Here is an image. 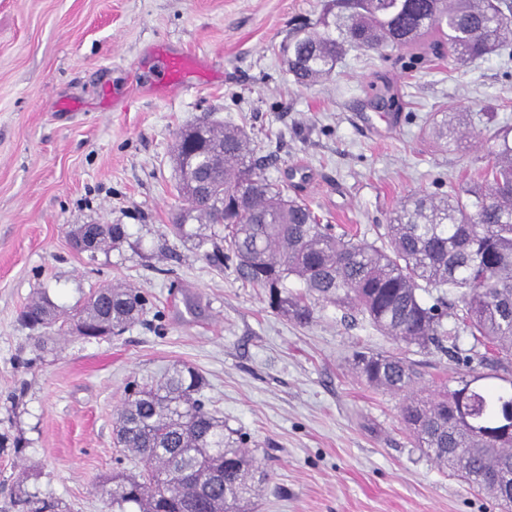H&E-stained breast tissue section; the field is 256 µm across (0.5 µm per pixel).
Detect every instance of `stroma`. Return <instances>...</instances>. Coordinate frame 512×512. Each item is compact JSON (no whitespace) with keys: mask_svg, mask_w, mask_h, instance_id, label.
Segmentation results:
<instances>
[{"mask_svg":"<svg viewBox=\"0 0 512 512\" xmlns=\"http://www.w3.org/2000/svg\"><path fill=\"white\" fill-rule=\"evenodd\" d=\"M326 0H0V512L25 489L67 512H105L116 467L114 423L127 383L176 362L198 368L227 437H245L267 478L249 512H500L413 448L401 396L369 386L354 354L394 353L419 389L448 385L441 352L395 343L333 305L299 324L167 232L182 201L174 147L202 121L244 128L286 184L335 234L376 242L412 193L442 196L488 160L484 139L441 149L421 126L465 112L475 130L512 127V58L464 66L436 59L407 72L375 51H349L329 81L294 84L280 46ZM195 68L182 88L156 87L158 53ZM403 102L379 138L372 90ZM83 224L127 236L96 256L69 240ZM139 289L147 312L118 336L57 335L34 360L18 321L41 294L70 308L92 288ZM33 367H26V359Z\"/></svg>","mask_w":512,"mask_h":512,"instance_id":"35a3bbf8","label":"stroma"}]
</instances>
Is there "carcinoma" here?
<instances>
[{"label": "carcinoma", "mask_w": 512, "mask_h": 512, "mask_svg": "<svg viewBox=\"0 0 512 512\" xmlns=\"http://www.w3.org/2000/svg\"><path fill=\"white\" fill-rule=\"evenodd\" d=\"M512 41L508 0H329L314 24L301 23L281 46L295 84L310 88L332 78L350 49H394L406 69L449 56L463 64ZM383 108L400 111L397 93L379 89ZM467 113L432 119L431 134L448 151L466 132ZM492 142L481 180L436 200L414 193L380 234L376 246L336 235L311 208L269 180L268 160L243 128L196 125L177 140L182 205L169 225L180 239H197L205 256L235 263L244 282L263 288L270 307L299 323L316 305L347 308L392 340L431 347L463 368L456 386L425 399L409 395L416 373L399 356L357 354L359 376L377 389L406 395L403 417L417 448L512 512V391L481 387L477 367L493 351L512 361V129ZM127 236L106 224L96 247ZM228 246L224 255L217 244ZM301 289L288 290V279ZM435 291L429 303L423 294ZM146 299L136 288L112 286L89 294L62 317L47 296L28 303L21 323L63 330L71 319L94 330L126 328L142 317ZM471 341L463 347L462 338ZM206 381L194 366L172 368L156 385L128 388L117 420L121 465L144 463L112 476L109 512H248L256 468L249 452L224 440V421L204 399ZM12 506L24 512H63L51 497L26 493Z\"/></svg>", "instance_id": "cac0c4a2"}]
</instances>
